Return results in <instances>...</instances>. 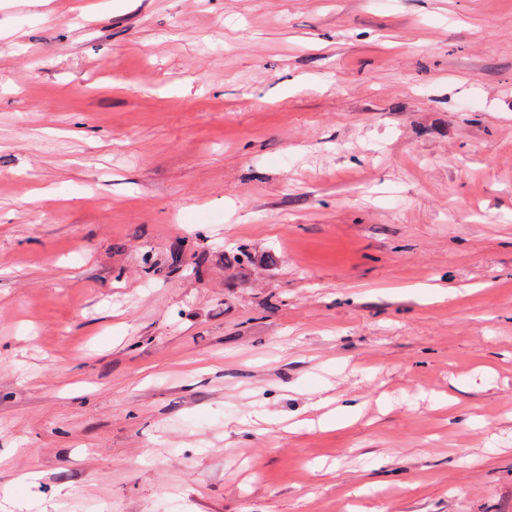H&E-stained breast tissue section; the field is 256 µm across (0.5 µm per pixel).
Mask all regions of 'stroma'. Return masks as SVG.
<instances>
[{"instance_id": "stroma-1", "label": "stroma", "mask_w": 512, "mask_h": 512, "mask_svg": "<svg viewBox=\"0 0 512 512\" xmlns=\"http://www.w3.org/2000/svg\"><path fill=\"white\" fill-rule=\"evenodd\" d=\"M171 497L512 512V0H0V512Z\"/></svg>"}]
</instances>
